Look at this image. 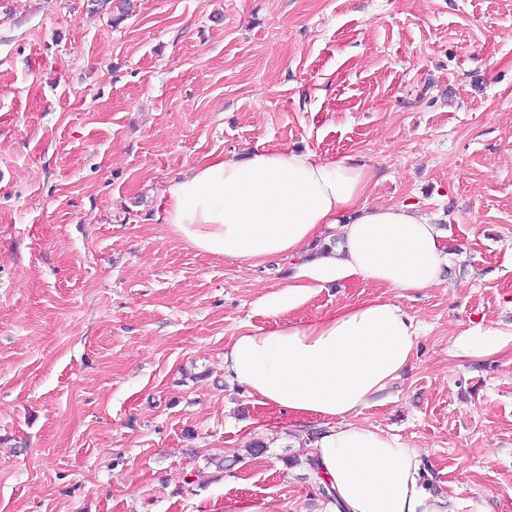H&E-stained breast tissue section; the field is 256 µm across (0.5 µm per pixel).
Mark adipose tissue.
Instances as JSON below:
<instances>
[{"instance_id": "obj_1", "label": "adipose tissue", "mask_w": 512, "mask_h": 512, "mask_svg": "<svg viewBox=\"0 0 512 512\" xmlns=\"http://www.w3.org/2000/svg\"><path fill=\"white\" fill-rule=\"evenodd\" d=\"M372 177L358 154L335 161L293 149L220 155L168 184L162 221L210 256L251 266L296 259L288 284L263 300L277 322L233 338L224 376L261 405L325 419L309 446L333 512H455L450 497L423 486L418 449L356 421L401 378L421 334L392 293L439 286L448 266L441 225L409 205L364 204ZM351 277L380 294L308 323L283 320L313 288ZM510 347L512 328L477 324L454 336L449 352L481 359Z\"/></svg>"}]
</instances>
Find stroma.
<instances>
[{
  "instance_id": "1",
  "label": "stroma",
  "mask_w": 512,
  "mask_h": 512,
  "mask_svg": "<svg viewBox=\"0 0 512 512\" xmlns=\"http://www.w3.org/2000/svg\"><path fill=\"white\" fill-rule=\"evenodd\" d=\"M286 148L362 154L368 203L446 230L452 281L398 297L423 333L356 420L461 512H512V348L448 354L512 325V0H133L119 21L0 0V512H331L318 421L224 377L291 260L213 258L160 220L207 157ZM377 293L353 277L288 317ZM509 347H512V326L502 329L477 324L454 336L448 351L456 358L481 359L499 354Z\"/></svg>"
}]
</instances>
